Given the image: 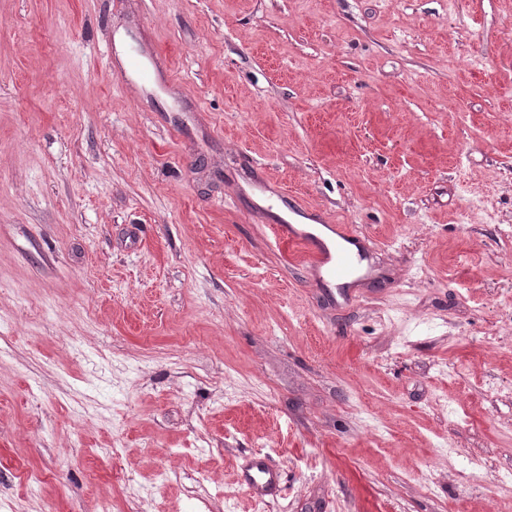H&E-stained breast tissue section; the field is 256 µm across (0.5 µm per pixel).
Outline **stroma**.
Wrapping results in <instances>:
<instances>
[{
	"instance_id": "35a3bbf8",
	"label": "stroma",
	"mask_w": 512,
	"mask_h": 512,
	"mask_svg": "<svg viewBox=\"0 0 512 512\" xmlns=\"http://www.w3.org/2000/svg\"><path fill=\"white\" fill-rule=\"evenodd\" d=\"M510 498L512 0H0V512ZM275 235L282 243L302 242L307 247L314 277L318 281H323L324 273H332L337 276L344 275L354 263L353 256L335 246L331 249L323 240L314 237L311 233H305L295 224L282 222L275 226ZM282 473L265 458L254 456L243 472L242 484L253 497H262L281 488Z\"/></svg>"
}]
</instances>
